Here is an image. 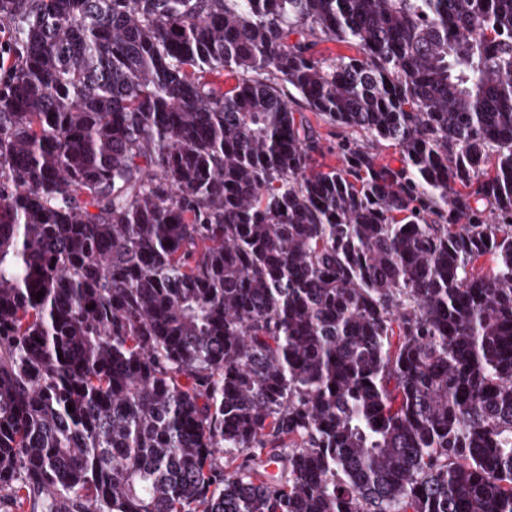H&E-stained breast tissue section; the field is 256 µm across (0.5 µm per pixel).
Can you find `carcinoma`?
<instances>
[{"mask_svg": "<svg viewBox=\"0 0 512 512\" xmlns=\"http://www.w3.org/2000/svg\"><path fill=\"white\" fill-rule=\"evenodd\" d=\"M0 30V512H512V0ZM292 107L305 113L316 135L320 139L322 153L315 156L317 160L315 169L327 171L330 167H342L343 158L339 152L338 146L343 140L358 137V134L350 128L329 124L323 121L313 112L306 111L299 103L292 104Z\"/></svg>", "mask_w": 512, "mask_h": 512, "instance_id": "obj_1", "label": "carcinoma"}]
</instances>
